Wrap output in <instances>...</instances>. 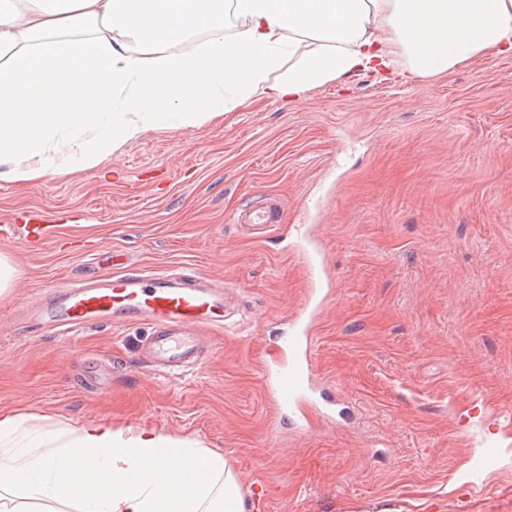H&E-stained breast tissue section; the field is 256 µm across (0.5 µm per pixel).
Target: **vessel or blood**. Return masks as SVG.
<instances>
[{
    "label": "vessel or blood",
    "instance_id": "obj_1",
    "mask_svg": "<svg viewBox=\"0 0 512 512\" xmlns=\"http://www.w3.org/2000/svg\"><path fill=\"white\" fill-rule=\"evenodd\" d=\"M283 220L284 210L273 196L265 205L243 209L236 217L237 223L259 234ZM232 297L231 287L189 268L147 277L115 272L99 284L73 285L63 301L40 304L35 315L41 321L71 328L104 314L111 315L116 324L147 325L153 336L144 349L146 362L153 372L174 377L198 364L204 327L229 325L228 303ZM321 306V300L308 296L282 338L285 357L263 369L267 395L276 407H298L308 400L312 332Z\"/></svg>",
    "mask_w": 512,
    "mask_h": 512
}]
</instances>
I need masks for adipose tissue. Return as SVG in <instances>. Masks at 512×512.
Returning <instances> with one entry per match:
<instances>
[{
  "label": "adipose tissue",
  "mask_w": 512,
  "mask_h": 512,
  "mask_svg": "<svg viewBox=\"0 0 512 512\" xmlns=\"http://www.w3.org/2000/svg\"><path fill=\"white\" fill-rule=\"evenodd\" d=\"M489 48L512 51V0H0V179L94 169L146 130L360 70L438 77ZM12 436L27 448L0 455V512H247L223 455L191 437L0 414Z\"/></svg>",
  "instance_id": "1"
}]
</instances>
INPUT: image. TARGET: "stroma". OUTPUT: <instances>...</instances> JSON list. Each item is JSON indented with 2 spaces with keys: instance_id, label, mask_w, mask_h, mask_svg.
Here are the masks:
<instances>
[{
  "instance_id": "obj_1",
  "label": "stroma",
  "mask_w": 512,
  "mask_h": 512,
  "mask_svg": "<svg viewBox=\"0 0 512 512\" xmlns=\"http://www.w3.org/2000/svg\"><path fill=\"white\" fill-rule=\"evenodd\" d=\"M280 199L256 237L236 214ZM0 409L68 426L187 435L224 455L251 512H512V54L406 86L355 73L293 101L149 129L104 168L0 179ZM307 224L332 293L313 335V405L279 414L265 365L308 292ZM188 267L238 289L242 327L176 379L143 366L146 326L13 320L46 285ZM482 481L471 486L472 471Z\"/></svg>"
}]
</instances>
